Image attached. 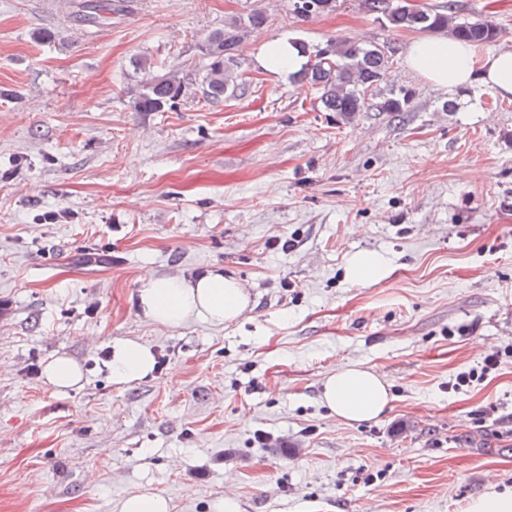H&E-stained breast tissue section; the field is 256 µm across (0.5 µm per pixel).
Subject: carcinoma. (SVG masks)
I'll return each instance as SVG.
<instances>
[{"mask_svg":"<svg viewBox=\"0 0 512 512\" xmlns=\"http://www.w3.org/2000/svg\"><path fill=\"white\" fill-rule=\"evenodd\" d=\"M339 4L340 0H286L288 11L304 22L335 12ZM361 6L392 31L446 34L477 47L494 42L499 35L491 19L471 20L457 15L454 0L429 9L412 8L407 0H361ZM266 21L265 13L256 9L212 32L206 41V63L196 74L176 69L156 74L150 60H140L137 68L141 77L131 88V107L136 112H165L197 94L216 104L235 95L240 89L236 48L248 32ZM297 45L309 56L300 79L316 90L322 111L334 112L346 123L363 112H387L399 117L411 111L412 90H387L383 86L396 54L390 42L337 38L311 51L301 41Z\"/></svg>","mask_w":512,"mask_h":512,"instance_id":"obj_1","label":"carcinoma"}]
</instances>
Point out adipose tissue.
Listing matches in <instances>:
<instances>
[{"instance_id": "1", "label": "adipose tissue", "mask_w": 512, "mask_h": 512, "mask_svg": "<svg viewBox=\"0 0 512 512\" xmlns=\"http://www.w3.org/2000/svg\"><path fill=\"white\" fill-rule=\"evenodd\" d=\"M257 60L278 75L296 74L307 62L286 36L265 43ZM405 65L416 77L439 87L455 90L478 81L512 99V47L499 48L478 64L468 44L444 35L428 36L408 45ZM391 268L385 253L356 252L347 258L344 278L353 285L372 284L387 277ZM137 300L142 318L165 328L195 321L221 326L239 319L250 304L238 279L214 270L191 279L145 272L139 278ZM153 368L149 350L135 341L118 345L110 362L112 377L119 382L144 378ZM321 397L338 419L350 423L377 420L391 400L383 376L359 363L337 367L325 379Z\"/></svg>"}]
</instances>
